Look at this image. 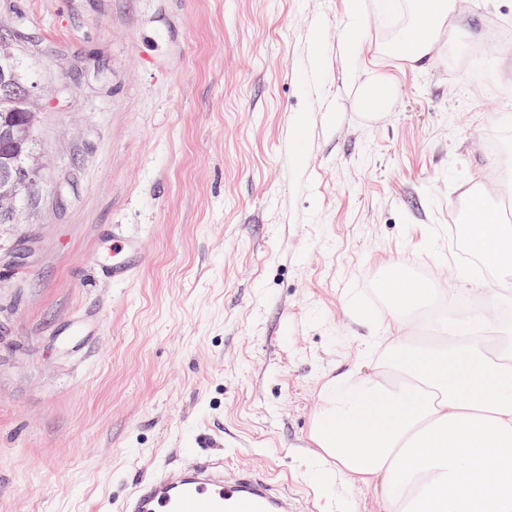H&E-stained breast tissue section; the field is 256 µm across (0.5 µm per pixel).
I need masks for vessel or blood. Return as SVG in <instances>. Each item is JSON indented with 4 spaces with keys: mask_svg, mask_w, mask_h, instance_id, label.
I'll use <instances>...</instances> for the list:
<instances>
[{
    "mask_svg": "<svg viewBox=\"0 0 512 512\" xmlns=\"http://www.w3.org/2000/svg\"><path fill=\"white\" fill-rule=\"evenodd\" d=\"M114 261H96L99 277L126 282L147 264L139 237L108 231ZM296 498L265 472L225 467L222 458L197 455L187 466H164L136 479L116 512H298Z\"/></svg>",
    "mask_w": 512,
    "mask_h": 512,
    "instance_id": "obj_1",
    "label": "vessel or blood"
}]
</instances>
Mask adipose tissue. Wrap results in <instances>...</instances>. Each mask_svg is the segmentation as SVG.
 Here are the masks:
<instances>
[{"mask_svg":"<svg viewBox=\"0 0 512 512\" xmlns=\"http://www.w3.org/2000/svg\"><path fill=\"white\" fill-rule=\"evenodd\" d=\"M457 0H408L383 49L430 63ZM468 233L485 266L512 277V225L485 215ZM461 289H389V313L417 333L329 377L308 438L338 483L374 487L384 512H512V299Z\"/></svg>","mask_w":512,"mask_h":512,"instance_id":"1","label":"adipose tissue"}]
</instances>
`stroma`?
<instances>
[{"instance_id": "35a3bbf8", "label": "stroma", "mask_w": 512, "mask_h": 512, "mask_svg": "<svg viewBox=\"0 0 512 512\" xmlns=\"http://www.w3.org/2000/svg\"><path fill=\"white\" fill-rule=\"evenodd\" d=\"M475 39L419 70L382 54L406 0H0L31 90L37 176L0 224V512H108L149 467L195 453L271 474L311 512H379L325 487L307 438L320 390L380 336L375 271L461 287L455 203L512 162V0H463ZM393 84L360 108V84ZM304 116V138L296 116ZM150 263L97 279L104 225ZM103 314L95 336L63 330ZM348 21L341 32V40L348 60H354L366 42V23L361 0L346 2ZM394 93V87L389 81L372 78L360 85L358 98L363 109L378 112L388 107Z\"/></svg>"}]
</instances>
